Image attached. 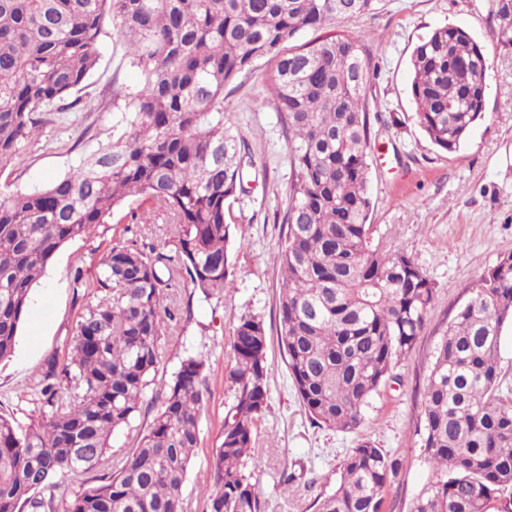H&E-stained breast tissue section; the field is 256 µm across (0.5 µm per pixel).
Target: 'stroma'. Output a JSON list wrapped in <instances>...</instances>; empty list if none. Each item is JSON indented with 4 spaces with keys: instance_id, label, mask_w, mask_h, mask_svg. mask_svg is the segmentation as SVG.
I'll use <instances>...</instances> for the list:
<instances>
[{
    "instance_id": "1",
    "label": "stroma",
    "mask_w": 512,
    "mask_h": 512,
    "mask_svg": "<svg viewBox=\"0 0 512 512\" xmlns=\"http://www.w3.org/2000/svg\"><path fill=\"white\" fill-rule=\"evenodd\" d=\"M446 25L467 30L486 58L483 117L453 153L425 137L410 93L414 47ZM495 25L492 0H381L373 13L336 24L337 31L365 35L375 68L366 92L373 237L390 252L410 257L436 289L424 332L395 366L393 381L371 397L355 433L314 424L278 346V253L290 167L288 133L265 82V64L257 63L225 87L224 122L243 131L253 161L246 172L248 191L231 207L233 274L223 293L207 299L186 280L170 288L167 302L180 307L183 317L174 334L163 337L162 362L154 375L155 381L169 380L189 355H204L210 365V395L184 490V512L206 509L199 479L234 401L225 375L232 364V329L243 315L264 321L272 367L268 408L247 460L260 512H316L318 499L332 492L344 458L362 437L403 462L385 490L382 512H410L431 477L419 427L434 349L469 288L512 253V47L492 39ZM98 52L99 63L79 92L77 109L43 127L36 144L0 170L1 186L43 188L111 137L112 90L136 87L141 76L115 32L102 37ZM172 230L161 209L134 197L107 223L58 249L30 292L14 355L0 363V413L23 429L38 418L34 387L45 359L65 357L67 336L85 309L103 296L96 286L102 254L128 240L173 252ZM78 255L85 260L79 270L73 266Z\"/></svg>"
}]
</instances>
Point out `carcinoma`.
<instances>
[{"instance_id": "carcinoma-1", "label": "carcinoma", "mask_w": 512, "mask_h": 512, "mask_svg": "<svg viewBox=\"0 0 512 512\" xmlns=\"http://www.w3.org/2000/svg\"><path fill=\"white\" fill-rule=\"evenodd\" d=\"M377 0H0V168L77 107L98 64L104 20L143 78L112 92V140L34 192L0 191V362L15 349L30 289L57 250L88 235L131 197L164 210L174 254L118 243L99 260L112 297L80 317L64 360L51 355L36 388L38 420L23 430L0 414V512H182L208 399V360L188 355L161 384L160 405L117 464L114 432L142 408L178 322L164 303L186 278L208 298L232 275L226 211L242 189L245 140L224 125V87L262 60L288 130L291 176L278 255L279 346L313 422L357 431L372 395L413 350L435 288L404 254L374 243L368 224L369 118L374 72L360 37L336 21ZM492 37L512 45V0H494ZM321 35L284 49L300 32ZM486 60L466 30H433L413 50L410 88L426 138L459 150L484 112ZM512 320V253L470 288L438 344L420 423L431 480L411 512H512V399L501 395L500 340ZM264 321L237 319L235 399L212 449L206 512H260L247 459L267 409L271 366ZM402 468L368 438L342 463L317 512H381ZM78 489L55 491L65 482Z\"/></svg>"}]
</instances>
